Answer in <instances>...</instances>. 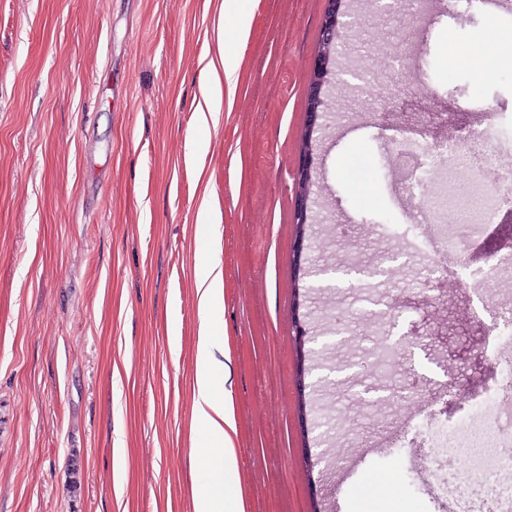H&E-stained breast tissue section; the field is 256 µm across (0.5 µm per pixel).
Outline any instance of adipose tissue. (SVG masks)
Returning <instances> with one entry per match:
<instances>
[{
  "label": "adipose tissue",
  "mask_w": 512,
  "mask_h": 512,
  "mask_svg": "<svg viewBox=\"0 0 512 512\" xmlns=\"http://www.w3.org/2000/svg\"><path fill=\"white\" fill-rule=\"evenodd\" d=\"M200 313L197 363L193 396L192 445L207 451L205 466L192 487L194 512H243L234 494L237 458L233 438L236 425L227 400L230 372L217 359L219 336L224 327L219 317L223 302L222 271L213 260L201 262L195 272Z\"/></svg>",
  "instance_id": "ef3b65f1"
}]
</instances>
